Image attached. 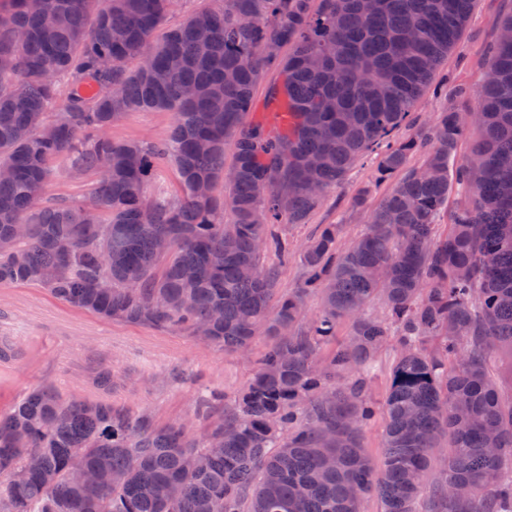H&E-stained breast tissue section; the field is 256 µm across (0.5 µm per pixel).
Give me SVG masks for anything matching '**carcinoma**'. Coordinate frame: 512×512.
I'll use <instances>...</instances> for the list:
<instances>
[{
    "label": "carcinoma",
    "instance_id": "1",
    "mask_svg": "<svg viewBox=\"0 0 512 512\" xmlns=\"http://www.w3.org/2000/svg\"><path fill=\"white\" fill-rule=\"evenodd\" d=\"M10 2L0 285L219 348L246 351L261 332L274 344L199 438L33 389L0 415V512H362L368 496L380 512H512V400L490 370L495 352L512 355V39H494L476 122L459 85L432 124L395 138L475 0H212L172 27L174 0ZM270 71L272 126L250 119ZM127 112L171 113L167 138L112 140ZM383 144L378 181H396L367 232L341 245L326 225L304 248L303 285L279 293L264 255L288 247L271 227L304 223ZM60 158L95 177L87 201L46 200ZM168 160L183 195L154 198L152 169ZM374 303L379 317L365 314ZM342 323L346 340L321 355ZM391 341L378 411L359 370ZM378 412L376 464L363 436ZM75 469L101 481L78 485Z\"/></svg>",
    "mask_w": 512,
    "mask_h": 512
}]
</instances>
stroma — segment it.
Here are the masks:
<instances>
[{"mask_svg": "<svg viewBox=\"0 0 512 512\" xmlns=\"http://www.w3.org/2000/svg\"><path fill=\"white\" fill-rule=\"evenodd\" d=\"M512 11V0H477L456 50L440 72L449 80L478 87L490 58L486 53L501 17ZM172 125L167 112H130L115 121L108 133L117 141H154L165 138ZM379 152L361 156L345 180L330 189L323 204L303 224L289 226L288 262L266 253V265L278 267L279 287L288 293L302 285L301 255L307 241L325 224L338 225L339 240L348 243L367 227V216L353 200L368 191L375 205L385 186L375 183ZM0 340L15 355L0 361V413L30 389L54 387L62 396L98 398L94 371L112 367L116 377L110 398L115 407L137 415L148 414L159 426L180 424L195 436L204 424L198 413L214 393L232 407L246 387L258 362L273 342L258 335L249 352L224 350L187 335H173L153 327L107 321L53 298L35 285L0 287Z\"/></svg>", "mask_w": 512, "mask_h": 512, "instance_id": "stroma-1", "label": "stroma"}]
</instances>
